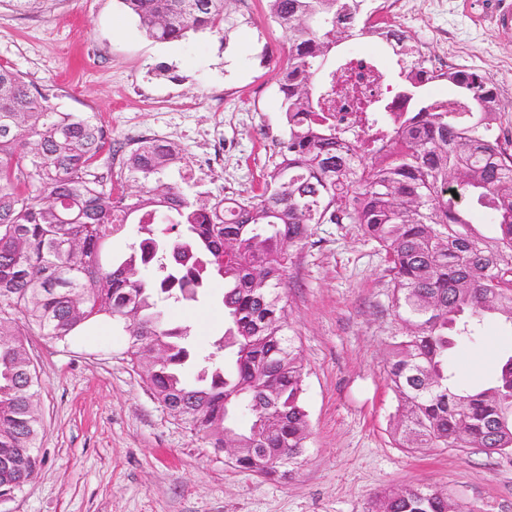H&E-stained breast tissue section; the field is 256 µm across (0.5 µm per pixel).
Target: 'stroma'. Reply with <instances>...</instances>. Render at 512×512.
<instances>
[{"label": "stroma", "instance_id": "1", "mask_svg": "<svg viewBox=\"0 0 512 512\" xmlns=\"http://www.w3.org/2000/svg\"><path fill=\"white\" fill-rule=\"evenodd\" d=\"M398 20L435 64L475 68L496 86L512 132V33L503 0H402ZM245 25L148 38L120 0H0V64L19 71L63 112L91 115L109 142L132 131L174 134L186 165L205 164L191 194L251 196L283 137L279 69L288 56L266 0H234ZM224 282L165 318L191 326L198 353L224 330ZM286 301L306 367L309 432L288 478L237 470L210 452L147 390L128 335L99 321L73 341L26 337L41 379V467L0 512H372L377 494L429 486L473 512H512V456L477 449L394 447L397 408L385 373L402 323L384 255L354 224H319L288 264ZM512 332L487 321L459 343L461 385L494 374Z\"/></svg>", "mask_w": 512, "mask_h": 512}]
</instances>
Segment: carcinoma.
Returning a JSON list of instances; mask_svg holds the SVG:
<instances>
[{
    "label": "carcinoma",
    "instance_id": "obj_1",
    "mask_svg": "<svg viewBox=\"0 0 512 512\" xmlns=\"http://www.w3.org/2000/svg\"><path fill=\"white\" fill-rule=\"evenodd\" d=\"M121 2L161 42L245 22L231 0ZM267 2L288 39L279 78L285 135L261 193L249 197L190 196L167 179L180 156L153 138L129 150L118 174L95 166L103 126L57 110L0 65V498L43 463L40 379L23 337L67 343L102 318L129 336L127 353L155 400L213 454L229 446L234 467L287 475L304 453L309 414L285 278L291 250L316 224H357L385 251L404 323L386 370L398 400L395 445L512 455V354L470 389H458L448 367V351L486 318L512 327V141L494 84L471 69L440 73L457 97L450 108L400 62L404 108L363 101L385 146L346 145L326 104L345 64L329 61L342 43L381 28L373 0ZM474 205L497 236L474 231ZM129 224L128 251L105 258ZM214 277L224 280V335L200 357L189 327L168 323L161 303L195 301ZM376 512H448V496L391 490Z\"/></svg>",
    "mask_w": 512,
    "mask_h": 512
}]
</instances>
